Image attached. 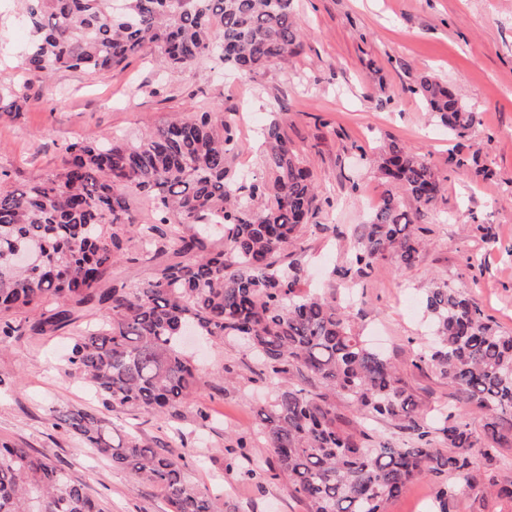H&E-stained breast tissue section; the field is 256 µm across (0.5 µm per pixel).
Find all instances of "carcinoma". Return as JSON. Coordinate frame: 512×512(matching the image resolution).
Listing matches in <instances>:
<instances>
[{"instance_id":"carcinoma-1","label":"carcinoma","mask_w":512,"mask_h":512,"mask_svg":"<svg viewBox=\"0 0 512 512\" xmlns=\"http://www.w3.org/2000/svg\"><path fill=\"white\" fill-rule=\"evenodd\" d=\"M32 38L24 80L0 87V111L18 112L32 79L61 69L110 71L149 45L171 70L201 61L245 74L286 64L303 48L293 0H21ZM454 139L467 136L477 113L448 83L426 78L412 88ZM268 178L243 192L230 157L237 148L224 112H185L135 139L76 137L63 166L13 186L0 170V342L26 332L44 335L73 324L78 314L104 311L73 342L66 373L89 385L116 414L142 413L172 421L203 376L181 347L178 328L200 336L243 341L276 387L262 424L274 465L308 512H385L420 478L436 484L435 512H458L474 488L475 449H481L489 497L512 501L500 484L501 449L512 447V333L501 331L470 298L434 283L422 302L432 336L415 367L435 365L459 402L484 412L481 432L458 408L424 420L415 395L389 358L370 347L336 290L304 289V268L286 250L300 238L319 199L313 173L277 123L262 129ZM448 164L470 165L484 180L493 171L480 151H455ZM385 182L382 203L362 225L357 248L331 277L357 285L391 258L401 270L420 257V215L443 190L424 158L391 143L377 160ZM416 212L403 210L398 193ZM149 198L152 216L137 223L129 197ZM224 225L226 248H209L208 225ZM138 242L133 250L132 241ZM173 250L136 288L99 285L112 263ZM36 312L32 317L28 312ZM316 381L313 394L302 383ZM341 395L368 419H384L407 434L399 443L364 430L355 434L330 396ZM52 424L112 463L158 487L170 512H224L187 474L185 456L117 434L105 414L61 405ZM247 444L225 458L228 468L260 484L248 468ZM0 512H103L83 481L49 456L0 444Z\"/></svg>"}]
</instances>
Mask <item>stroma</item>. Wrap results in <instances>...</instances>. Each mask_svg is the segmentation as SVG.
<instances>
[{
  "label": "stroma",
  "mask_w": 512,
  "mask_h": 512,
  "mask_svg": "<svg viewBox=\"0 0 512 512\" xmlns=\"http://www.w3.org/2000/svg\"><path fill=\"white\" fill-rule=\"evenodd\" d=\"M304 47L288 66L256 76L221 71L209 62L162 72L145 49L109 72L62 70L31 82L21 111L0 114V169L14 184L60 169L62 147L78 136L105 139L154 128L170 114L223 109L239 149L231 170L239 183L265 177L257 130L279 122L311 168L320 207L309 219L294 256L308 282L322 285L355 246V233L385 186L374 162L391 142L424 156L445 177V189L424 218L427 245L416 266L377 263L350 313L401 371L422 409L455 404L438 370L411 363L415 340L427 333L420 301L444 282L477 302L512 332V0H294ZM17 0H0V84L19 81L24 44ZM432 76L448 82L478 114L469 136L448 137L412 89ZM495 171L493 181L473 167L448 163L452 148L471 152ZM492 226L486 241L481 226ZM76 326L53 335L20 336L0 346V442L49 454L78 475L106 512H168L163 493L130 471L112 467L76 439L53 428L60 404L98 410L94 391L64 373ZM206 375L184 402L178 420L140 414L131 429L151 445L189 457L191 479L225 503L227 512H306L281 476L255 485L224 466L238 438L252 463L269 456L258 414L273 390L239 342L202 339L189 350ZM231 381H224V371ZM207 421H200L199 412Z\"/></svg>",
  "instance_id": "obj_1"
}]
</instances>
